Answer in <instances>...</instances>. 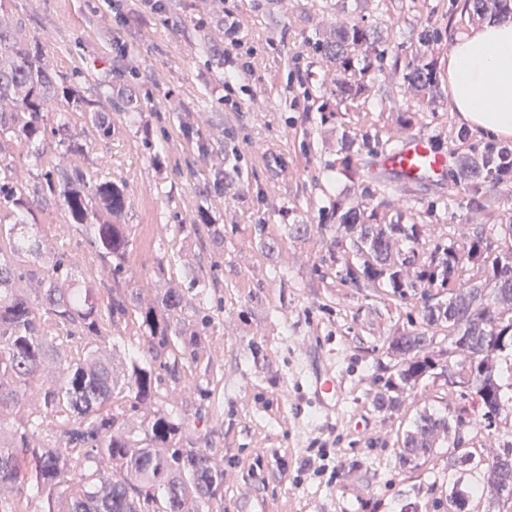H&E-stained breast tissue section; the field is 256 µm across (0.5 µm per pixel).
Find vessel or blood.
Masks as SVG:
<instances>
[{
	"mask_svg": "<svg viewBox=\"0 0 512 512\" xmlns=\"http://www.w3.org/2000/svg\"><path fill=\"white\" fill-rule=\"evenodd\" d=\"M376 165L405 182H437L445 177L448 160L434 148L430 139L408 136L395 149L380 155ZM309 384L320 406L327 412H334L342 398L341 382L335 371L320 365L313 367Z\"/></svg>",
	"mask_w": 512,
	"mask_h": 512,
	"instance_id": "b4317fda",
	"label": "vessel or blood"
}]
</instances>
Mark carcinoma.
I'll return each instance as SVG.
<instances>
[{
    "label": "carcinoma",
    "mask_w": 512,
    "mask_h": 512,
    "mask_svg": "<svg viewBox=\"0 0 512 512\" xmlns=\"http://www.w3.org/2000/svg\"><path fill=\"white\" fill-rule=\"evenodd\" d=\"M480 16L512 13V0H473ZM375 41L374 29L350 22L333 29L315 50L336 63L339 85L353 66V48ZM406 80L433 99L434 78L418 64ZM64 102L84 112L89 102L76 89L60 85L42 63L36 44L16 39L10 17L0 12V152L4 140L41 144L47 131L43 113ZM46 189L68 211L73 223L91 237L95 256L124 271L132 228L119 223L124 195L105 178L90 181L79 173L42 174ZM455 180L465 186L477 209L512 187V148L488 146L466 155ZM0 200L22 210L28 200L0 177ZM395 198L382 194L379 206ZM372 201L347 204L334 229L335 244L349 241L351 253L340 259L337 273L355 288L392 289L401 298L421 288L448 290V300L422 295L412 325L399 331L388 349L399 358L394 379L376 392L373 404L394 410L400 394L416 387L437 364L426 356L435 326L448 329V347L458 360L441 367L448 377L473 370L468 389L479 404L478 422L512 408V246L502 250L495 239L512 243V216L506 224L480 225L451 243L425 247L417 224H366ZM43 243L16 224H0V512H17L15 499L32 492L43 512H214L224 498V471L205 448H181L186 416L157 407L161 386L169 381L192 384L185 371V351L202 343L183 320L187 296L167 288L148 304L135 288L94 279L75 284L61 256L45 265ZM468 267L478 279L462 278ZM138 323L143 350L117 360L95 342L118 335ZM78 337L84 347L70 355L60 351L51 330ZM129 402L130 413L114 409V399ZM60 418L46 443L31 445L43 419ZM462 421L451 424L423 410L404 431L399 449L405 461L428 459L451 442V466H468L478 475L469 485L448 475V509L460 512L472 494L495 504L512 494V442L491 458L463 447Z\"/></svg>",
    "instance_id": "obj_1"
}]
</instances>
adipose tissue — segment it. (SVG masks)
I'll use <instances>...</instances> for the list:
<instances>
[{"mask_svg":"<svg viewBox=\"0 0 512 512\" xmlns=\"http://www.w3.org/2000/svg\"><path fill=\"white\" fill-rule=\"evenodd\" d=\"M448 95L467 126L512 137V17L455 37L448 49Z\"/></svg>","mask_w":512,"mask_h":512,"instance_id":"1","label":"adipose tissue"}]
</instances>
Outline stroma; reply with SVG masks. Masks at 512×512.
I'll list each match as a JSON object with an SVG mask.
<instances>
[{
  "label": "stroma",
  "mask_w": 512,
  "mask_h": 512,
  "mask_svg": "<svg viewBox=\"0 0 512 512\" xmlns=\"http://www.w3.org/2000/svg\"><path fill=\"white\" fill-rule=\"evenodd\" d=\"M0 9L21 39L40 42L45 66L92 103L129 90L142 105L113 109L108 140L89 113L45 112L47 128L68 124L78 152L54 136L39 151L7 143L0 165L30 207L0 205V222L35 227L75 279L111 280V265L95 260L88 234L41 175L106 177L126 197L133 244L125 268L141 301L186 289L191 274L204 278L210 324L197 386L163 388L162 399L223 469L224 512H249L255 496L270 512H448L446 451L405 463L399 445L417 412L469 420L476 398L435 373L398 411L376 409L373 396L394 372L388 342L420 299L349 287L329 255L347 203L402 185L374 166L408 135L431 138L451 173L406 186L402 208L367 212L366 222L419 225L431 246L512 216L505 192L471 208L452 173L463 153L489 142L448 101V43L483 18L466 0H0ZM352 21L371 26L388 54L380 65L373 50L359 51L346 91L313 46ZM420 60L437 87L428 105L404 78ZM352 128L366 141L347 149L342 135ZM203 214L221 227L223 247L204 246ZM288 224L311 231L290 238ZM319 360L336 366L340 416L325 417L308 387Z\"/></svg>",
  "instance_id": "obj_1"
}]
</instances>
